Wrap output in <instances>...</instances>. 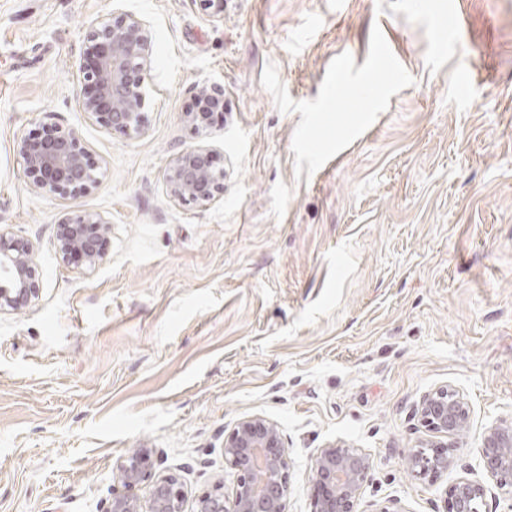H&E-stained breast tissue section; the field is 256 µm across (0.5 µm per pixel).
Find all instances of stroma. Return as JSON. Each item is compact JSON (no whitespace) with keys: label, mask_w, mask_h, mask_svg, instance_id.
<instances>
[{"label":"stroma","mask_w":512,"mask_h":512,"mask_svg":"<svg viewBox=\"0 0 512 512\" xmlns=\"http://www.w3.org/2000/svg\"><path fill=\"white\" fill-rule=\"evenodd\" d=\"M121 11L153 40L134 137L80 108L85 34ZM381 38L403 77L338 88L337 58L362 70ZM205 85L224 110L201 132ZM57 127L98 165L75 198L32 190L15 150ZM195 145L224 172L208 205L167 191ZM78 210L110 225L92 268L55 246ZM0 227L33 243L39 284L0 315V512H103L134 448L180 469L194 512L252 414L283 431L289 512H312L336 441L370 459L361 512H442L460 471L410 473L414 403L463 393L480 479L485 428L512 416V0H0ZM198 112H187L186 116L189 122H191L199 131L207 128L210 124L209 115L210 112H202L206 109L213 107L214 105H223L224 103V92L217 88H200L197 93L196 104H199Z\"/></svg>","instance_id":"obj_1"}]
</instances>
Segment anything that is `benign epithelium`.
<instances>
[{"mask_svg":"<svg viewBox=\"0 0 512 512\" xmlns=\"http://www.w3.org/2000/svg\"><path fill=\"white\" fill-rule=\"evenodd\" d=\"M152 50L149 25L132 13L112 16L87 32L79 76L86 86L81 107L88 118L130 137L141 134ZM196 103L199 111L186 116L203 130L210 124L207 109L223 104L224 92L203 87ZM16 151L37 190L73 198L97 182V165L72 129L24 137ZM167 184L172 199L208 205L224 192V172L214 169L212 151L198 145L174 155ZM108 229L100 215L75 211L57 224L58 253L64 259L78 254L94 267L104 258ZM33 256L30 240L0 228V314L22 309L38 294ZM414 416L430 439L409 453L408 469L420 479L447 472L470 426L468 400L451 386H438L420 397ZM478 453L488 481L470 477L463 466V475L446 493L445 512H481L496 490L512 496V417L485 429ZM224 463L232 471L231 492L217 487L200 495L196 512H288L291 458L275 422L260 414L239 419L224 435ZM369 471V458L358 448L337 442L318 449L311 470L313 512H359ZM116 480L106 512H185L187 494L180 475L156 470L149 448L123 456ZM143 486L148 491L142 497L138 490Z\"/></svg>","mask_w":512,"mask_h":512,"instance_id":"7a95c632","label":"benign epithelium"}]
</instances>
